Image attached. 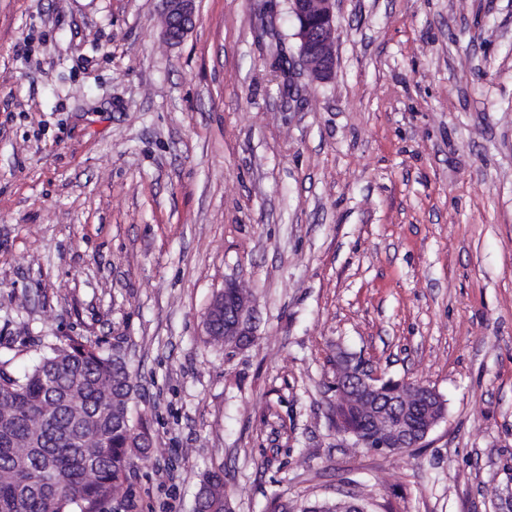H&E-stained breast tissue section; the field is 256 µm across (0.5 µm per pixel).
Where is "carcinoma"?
I'll list each match as a JSON object with an SVG mask.
<instances>
[{
    "label": "carcinoma",
    "mask_w": 512,
    "mask_h": 512,
    "mask_svg": "<svg viewBox=\"0 0 512 512\" xmlns=\"http://www.w3.org/2000/svg\"><path fill=\"white\" fill-rule=\"evenodd\" d=\"M0 361V512H132L119 494L148 434L134 419L129 371L96 340L46 345L19 375ZM209 512H228L224 473L200 483Z\"/></svg>",
    "instance_id": "cac0c4a2"
}]
</instances>
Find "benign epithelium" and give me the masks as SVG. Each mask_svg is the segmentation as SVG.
<instances>
[{
  "mask_svg": "<svg viewBox=\"0 0 512 512\" xmlns=\"http://www.w3.org/2000/svg\"><path fill=\"white\" fill-rule=\"evenodd\" d=\"M196 0H161L166 40L182 42L195 23ZM297 21L298 62L311 80L325 82L335 67V0H287ZM214 318L223 324L224 342L246 349L256 339L247 314V298L233 282L213 300ZM336 404L352 406L366 417L368 430L354 432L336 421V431L351 437L355 445L378 452H405L423 446L433 428L445 416L440 393L422 379L386 380L376 370L345 352L336 358Z\"/></svg>",
  "mask_w": 512,
  "mask_h": 512,
  "instance_id": "7a95c632",
  "label": "benign epithelium"
}]
</instances>
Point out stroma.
<instances>
[{"instance_id": "obj_1", "label": "stroma", "mask_w": 512, "mask_h": 512, "mask_svg": "<svg viewBox=\"0 0 512 512\" xmlns=\"http://www.w3.org/2000/svg\"><path fill=\"white\" fill-rule=\"evenodd\" d=\"M311 81L286 0H0V360L119 347L153 450L134 512H506L512 496V0H336ZM251 295L237 351L203 320ZM446 402L423 447H353L337 352ZM165 14L164 37L170 43L182 42L195 23L196 0H161ZM238 288L234 282L226 283L224 290L218 293L211 303L208 312L218 304L219 308L212 319H219L223 324L224 336H209L214 341H224L225 344L231 343L238 349H246L255 342L256 335L250 316L246 313L247 298L238 291ZM200 489L206 493L205 502L209 512H227L228 502L224 488V473L212 471L206 473L200 483Z\"/></svg>"}]
</instances>
